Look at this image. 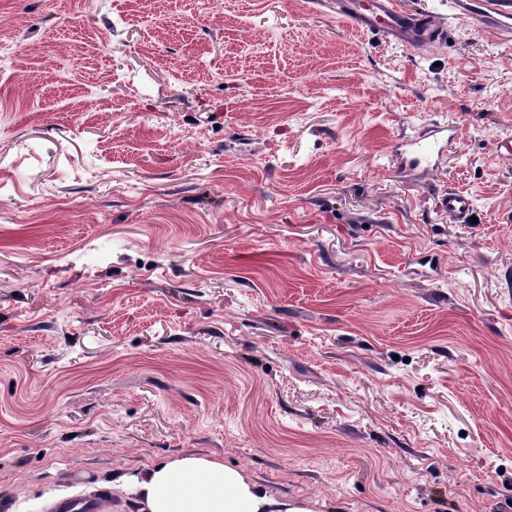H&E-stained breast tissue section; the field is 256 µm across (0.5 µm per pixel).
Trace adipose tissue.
Wrapping results in <instances>:
<instances>
[{
  "instance_id": "adipose-tissue-1",
  "label": "adipose tissue",
  "mask_w": 512,
  "mask_h": 512,
  "mask_svg": "<svg viewBox=\"0 0 512 512\" xmlns=\"http://www.w3.org/2000/svg\"><path fill=\"white\" fill-rule=\"evenodd\" d=\"M110 487L135 497L142 512H312L306 501L273 496L246 471L198 453L116 475Z\"/></svg>"
}]
</instances>
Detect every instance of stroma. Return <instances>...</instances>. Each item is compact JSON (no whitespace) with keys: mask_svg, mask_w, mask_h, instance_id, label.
Listing matches in <instances>:
<instances>
[{"mask_svg":"<svg viewBox=\"0 0 512 512\" xmlns=\"http://www.w3.org/2000/svg\"><path fill=\"white\" fill-rule=\"evenodd\" d=\"M449 20L0 0V512L184 453L313 512H512V41ZM336 13L355 27L411 49L441 44L448 26L437 17L407 8L399 0H335ZM448 221L452 224H470L475 213L473 198L459 190H449L444 202Z\"/></svg>","mask_w":512,"mask_h":512,"instance_id":"stroma-1","label":"stroma"}]
</instances>
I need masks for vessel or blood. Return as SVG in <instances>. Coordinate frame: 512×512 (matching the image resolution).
<instances>
[{"instance_id": "obj_1", "label": "vessel or blood", "mask_w": 512, "mask_h": 512, "mask_svg": "<svg viewBox=\"0 0 512 512\" xmlns=\"http://www.w3.org/2000/svg\"><path fill=\"white\" fill-rule=\"evenodd\" d=\"M452 17L475 21L498 37L512 39V0H449ZM336 12L363 32L374 33L411 49L440 44L448 28L437 17L407 8L402 0H335ZM448 221L467 224L475 212L472 197L449 191L445 202Z\"/></svg>"}]
</instances>
